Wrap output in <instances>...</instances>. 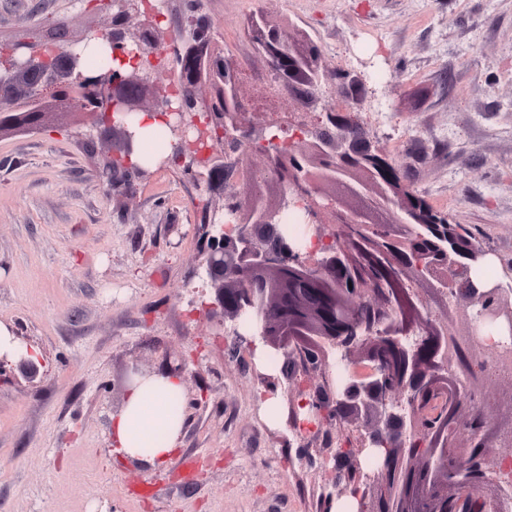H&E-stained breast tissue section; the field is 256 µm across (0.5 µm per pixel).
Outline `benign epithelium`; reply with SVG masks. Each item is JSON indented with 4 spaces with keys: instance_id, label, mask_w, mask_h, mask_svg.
Returning a JSON list of instances; mask_svg holds the SVG:
<instances>
[{
    "instance_id": "7a95c632",
    "label": "benign epithelium",
    "mask_w": 512,
    "mask_h": 512,
    "mask_svg": "<svg viewBox=\"0 0 512 512\" xmlns=\"http://www.w3.org/2000/svg\"><path fill=\"white\" fill-rule=\"evenodd\" d=\"M100 6L108 24L98 35L117 52L134 47L137 62L118 74H85L66 57L51 60L42 44L19 40L28 78L12 60L0 65V130L41 128L49 108L77 103L87 139L112 142L102 168L114 195L126 197L149 169L130 167L139 138L114 112L165 113L168 161L202 199L196 235L214 294L207 315L235 324L254 314L253 339L280 364L256 372L262 396L283 393L294 433L305 424L319 434L336 431L326 454L297 439L308 464L332 476L317 512H332L342 496L356 500V512H453L460 488L493 512L501 485L491 478L490 448L512 443V389L480 406L461 402L445 421L428 420L423 404L448 381L433 360L437 327L421 315L411 327L400 325L391 285L421 289L428 305L448 300L455 310L448 327L458 336L487 323L512 332V304L499 284L476 278L491 251L435 209L360 127L363 75L331 71L314 45L290 39L259 11L248 26L255 53L286 98L304 102L283 118L260 120L237 59L224 53L200 0H181L161 38L160 16L143 0ZM162 60L181 87L174 100L160 92ZM333 81L341 99L326 105L320 91ZM290 123L314 133L289 138ZM294 202L320 249L304 251L282 232V213ZM226 210L233 220L227 231L219 224ZM331 352L351 370L339 388ZM16 358L27 378L39 374L31 350ZM505 411L511 419L502 423ZM346 423L356 425L358 441L344 438ZM366 451L378 459L371 470Z\"/></svg>"
}]
</instances>
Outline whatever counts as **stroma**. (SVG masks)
<instances>
[{"label":"stroma","mask_w":512,"mask_h":512,"mask_svg":"<svg viewBox=\"0 0 512 512\" xmlns=\"http://www.w3.org/2000/svg\"><path fill=\"white\" fill-rule=\"evenodd\" d=\"M226 49L262 64L244 30L257 9L287 17L332 67L374 74L360 116L415 187L495 251L512 282V0H202ZM88 0H0V41L65 23L105 24ZM53 112L45 128L0 131V324L43 374L0 376V512H315L323 471L271 423L248 355L210 335L194 226L197 192L154 164L115 198L99 156ZM187 358L202 397L177 454L116 459L112 413L135 372Z\"/></svg>","instance_id":"obj_1"}]
</instances>
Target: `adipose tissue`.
Segmentation results:
<instances>
[{"label": "adipose tissue", "instance_id": "obj_1", "mask_svg": "<svg viewBox=\"0 0 512 512\" xmlns=\"http://www.w3.org/2000/svg\"><path fill=\"white\" fill-rule=\"evenodd\" d=\"M186 419L183 381L172 373L136 378L111 419V444L125 458L153 466L176 451Z\"/></svg>", "mask_w": 512, "mask_h": 512}]
</instances>
